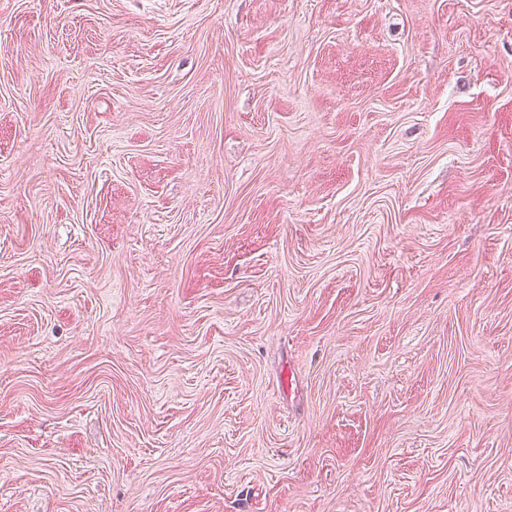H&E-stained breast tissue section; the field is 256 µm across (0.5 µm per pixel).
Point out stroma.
Returning a JSON list of instances; mask_svg holds the SVG:
<instances>
[{
  "mask_svg": "<svg viewBox=\"0 0 512 512\" xmlns=\"http://www.w3.org/2000/svg\"><path fill=\"white\" fill-rule=\"evenodd\" d=\"M0 512H512V0H0Z\"/></svg>",
  "mask_w": 512,
  "mask_h": 512,
  "instance_id": "1",
  "label": "stroma"
}]
</instances>
